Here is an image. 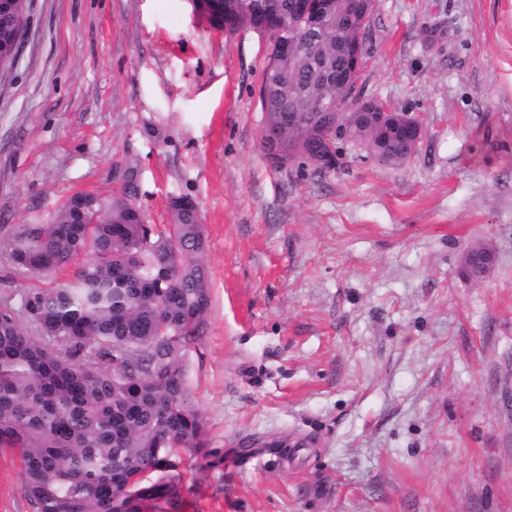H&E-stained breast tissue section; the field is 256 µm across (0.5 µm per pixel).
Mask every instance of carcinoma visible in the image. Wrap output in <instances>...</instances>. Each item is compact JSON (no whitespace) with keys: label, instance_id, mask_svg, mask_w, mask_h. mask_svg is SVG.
Masks as SVG:
<instances>
[{"label":"carcinoma","instance_id":"1","mask_svg":"<svg viewBox=\"0 0 512 512\" xmlns=\"http://www.w3.org/2000/svg\"><path fill=\"white\" fill-rule=\"evenodd\" d=\"M318 28L313 51L340 69L364 41L373 0H348ZM291 0H203L219 29H259L268 36L260 84L262 123L298 108L306 89L320 107L285 126L280 143L263 146L275 167L301 161L328 173L340 166L336 124L326 105L355 112L352 137L381 165L406 163L415 149L401 126L379 123L364 106L348 107L358 73L333 86L303 64L301 51L280 44L309 41ZM28 4L12 0L0 28L24 26ZM134 167L107 197L72 195L50 224H17L7 247L12 263L34 274L64 276L54 288H31L18 309L0 308V450L20 459L33 512H174L181 470L206 447V423L190 399L183 370L188 348L207 329L210 273L202 256L204 224L194 201L170 199L172 233L156 231L137 205ZM466 263L483 276L489 253ZM159 478L144 482L146 474Z\"/></svg>","mask_w":512,"mask_h":512}]
</instances>
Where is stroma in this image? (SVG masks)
<instances>
[{
  "instance_id": "stroma-1",
  "label": "stroma",
  "mask_w": 512,
  "mask_h": 512,
  "mask_svg": "<svg viewBox=\"0 0 512 512\" xmlns=\"http://www.w3.org/2000/svg\"><path fill=\"white\" fill-rule=\"evenodd\" d=\"M267 38L189 0H30L0 75V301L18 224L140 173L191 197L211 308L184 357L208 445L178 512H512V0H374L354 95L410 112L414 156L271 167ZM492 265L467 276L465 256ZM0 512H32L0 451Z\"/></svg>"
}]
</instances>
